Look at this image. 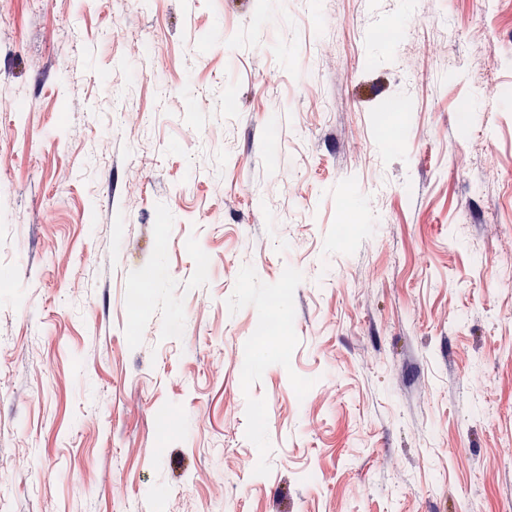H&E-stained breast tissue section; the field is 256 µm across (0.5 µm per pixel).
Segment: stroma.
<instances>
[{
	"instance_id": "35a3bbf8",
	"label": "stroma",
	"mask_w": 512,
	"mask_h": 512,
	"mask_svg": "<svg viewBox=\"0 0 512 512\" xmlns=\"http://www.w3.org/2000/svg\"><path fill=\"white\" fill-rule=\"evenodd\" d=\"M0 95V512L512 503V0H11Z\"/></svg>"
}]
</instances>
